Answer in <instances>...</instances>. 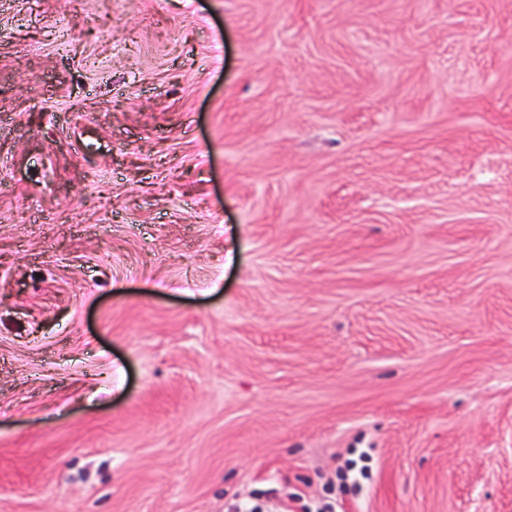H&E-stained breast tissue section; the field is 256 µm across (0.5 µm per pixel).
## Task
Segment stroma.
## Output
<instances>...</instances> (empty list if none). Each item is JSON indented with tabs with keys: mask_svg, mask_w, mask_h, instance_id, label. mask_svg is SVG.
<instances>
[{
	"mask_svg": "<svg viewBox=\"0 0 512 512\" xmlns=\"http://www.w3.org/2000/svg\"><path fill=\"white\" fill-rule=\"evenodd\" d=\"M512 512V0H0V512ZM369 467L365 464L358 466L356 460H348L345 468L340 469L337 478L341 481L340 489L344 492L349 490L356 491L359 489L358 478L366 479L369 477ZM348 481L351 484H348Z\"/></svg>",
	"mask_w": 512,
	"mask_h": 512,
	"instance_id": "stroma-1",
	"label": "stroma"
}]
</instances>
